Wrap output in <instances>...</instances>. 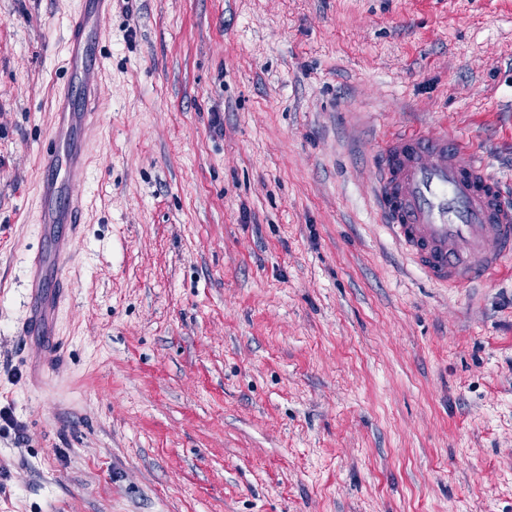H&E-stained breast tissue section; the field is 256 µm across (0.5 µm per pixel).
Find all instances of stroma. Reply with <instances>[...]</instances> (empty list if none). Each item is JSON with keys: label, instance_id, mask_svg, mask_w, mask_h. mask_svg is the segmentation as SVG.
Here are the masks:
<instances>
[{"label": "stroma", "instance_id": "1", "mask_svg": "<svg viewBox=\"0 0 512 512\" xmlns=\"http://www.w3.org/2000/svg\"><path fill=\"white\" fill-rule=\"evenodd\" d=\"M0 0V512H512V261L427 282L378 140L512 184V0H116L51 337L21 336L63 20Z\"/></svg>", "mask_w": 512, "mask_h": 512}]
</instances>
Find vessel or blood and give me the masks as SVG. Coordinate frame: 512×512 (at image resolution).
<instances>
[{
  "mask_svg": "<svg viewBox=\"0 0 512 512\" xmlns=\"http://www.w3.org/2000/svg\"><path fill=\"white\" fill-rule=\"evenodd\" d=\"M112 0H85L66 18L57 107L41 153L37 230L55 238L52 251L26 257L24 329L53 324L60 297H43L47 281L69 282L73 248L82 238L85 204L73 186L90 174L89 144L102 127L100 44ZM377 209L392 238L426 279L448 287L490 280L512 260V198L470 146L421 130L389 133L375 154Z\"/></svg>",
  "mask_w": 512,
  "mask_h": 512,
  "instance_id": "vessel-or-blood-1",
  "label": "vessel or blood"
}]
</instances>
